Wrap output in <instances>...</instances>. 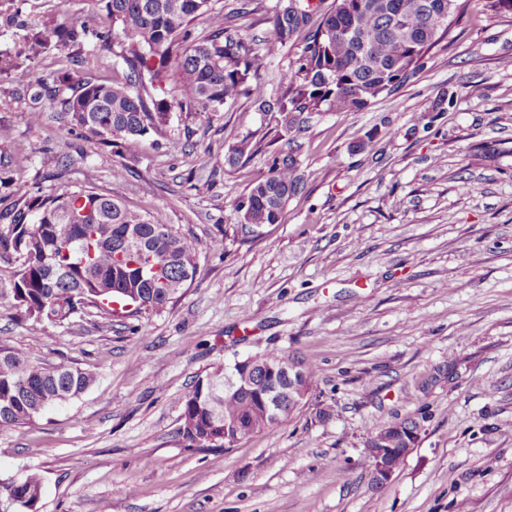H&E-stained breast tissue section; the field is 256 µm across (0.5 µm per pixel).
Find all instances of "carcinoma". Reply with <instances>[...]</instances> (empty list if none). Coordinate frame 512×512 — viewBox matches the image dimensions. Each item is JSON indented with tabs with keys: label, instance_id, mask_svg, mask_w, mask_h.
<instances>
[{
	"label": "carcinoma",
	"instance_id": "cac0c4a2",
	"mask_svg": "<svg viewBox=\"0 0 512 512\" xmlns=\"http://www.w3.org/2000/svg\"><path fill=\"white\" fill-rule=\"evenodd\" d=\"M465 2L333 0L316 20L317 6L287 0L270 20L267 45L283 48L304 31L307 38L297 68L282 74L276 97L257 75L253 44L226 24L213 0H105L112 24H105L97 11L63 15L53 27L29 36L24 57L0 53V74L26 73L38 56L90 39L106 45L119 27L131 44L121 55L131 82L97 83L75 71L53 79L37 76L32 83L73 85L64 101L71 123L136 157L147 135H166L175 108L207 116L244 96L256 111L279 114L286 132L306 122V112L360 111L418 68L423 56L448 36ZM203 14L210 18L212 33L197 42L190 26ZM172 70L178 81L161 97L156 90ZM272 145L243 138L225 162L233 165ZM300 190L295 159L273 153L267 176L236 203L241 223L224 225V237L249 242L264 227L281 223L288 201ZM13 194L21 207L0 228V259L9 253L18 266L7 276L0 274V305L22 309L29 320L56 324L74 314L108 319L114 309L103 300L112 296L133 304L134 315L162 312L193 280L196 256L182 234L93 186L42 192L17 182ZM144 265L153 267L149 278L139 274ZM265 357L297 364L300 385L309 393L312 364L284 351H268ZM262 381L279 393L270 411L249 390H224L222 367L198 379L183 396L180 433L196 447L215 448L216 435L226 433L237 442L294 417L299 406L288 403V378L267 374ZM93 382V374L68 362L48 365L29 350L0 342V430L31 423L47 406L81 395ZM415 426L406 419L379 429L369 441L393 438L396 447L404 448L406 428ZM42 487L35 470L1 479L0 501H14L18 512L20 504L40 498Z\"/></svg>",
	"mask_w": 512,
	"mask_h": 512
}]
</instances>
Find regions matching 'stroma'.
<instances>
[{
	"instance_id": "obj_1",
	"label": "stroma",
	"mask_w": 512,
	"mask_h": 512,
	"mask_svg": "<svg viewBox=\"0 0 512 512\" xmlns=\"http://www.w3.org/2000/svg\"><path fill=\"white\" fill-rule=\"evenodd\" d=\"M278 4L214 0L254 43L273 95L302 48L266 50ZM484 4L468 0L391 93L279 139L275 117L241 97L207 119L173 110L168 130L188 135L186 149L168 153L154 135L133 159L73 128L69 84L41 96L28 75H0L14 179L46 192L93 182L178 230L197 258L160 313L39 324L0 308V341L95 376L0 432V478L40 470L39 512H512V14ZM100 5L0 0V52L24 54L30 29ZM126 45L88 42L30 69L121 81ZM245 137L292 154L302 189L242 244L224 227L270 165L265 152L225 163ZM271 348L317 368L298 413L218 453L191 447L179 427L193 382ZM407 418L415 445L375 487L366 441Z\"/></svg>"
}]
</instances>
